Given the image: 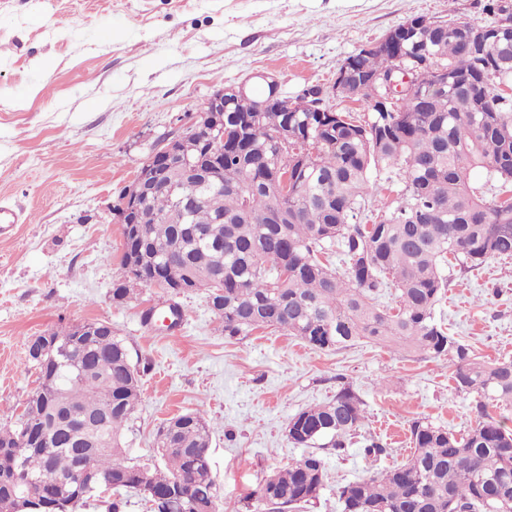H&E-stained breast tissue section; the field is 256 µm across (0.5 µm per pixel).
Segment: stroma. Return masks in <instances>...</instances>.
<instances>
[{"mask_svg":"<svg viewBox=\"0 0 512 512\" xmlns=\"http://www.w3.org/2000/svg\"><path fill=\"white\" fill-rule=\"evenodd\" d=\"M477 0H0V199L28 214L0 239V416L21 412L38 386L28 337L86 320L110 322L145 369L127 433L129 454L156 453L167 419L214 422L209 465L217 512H248L244 498L299 460L295 414L353 385L365 424L344 454L322 450L328 478L303 512H342L340 484L411 453L417 418L454 431L475 422L448 358L408 357L370 343L321 350L281 331L229 338L205 291L170 293L122 281V226L113 208L139 162L181 133L218 89L263 72L283 95L316 86L331 97L343 61L402 21H485ZM435 318L481 358L512 359V258L467 273L445 268ZM179 304L174 330L145 324L147 309ZM389 454L374 461L369 438Z\"/></svg>","mask_w":512,"mask_h":512,"instance_id":"stroma-1","label":"stroma"}]
</instances>
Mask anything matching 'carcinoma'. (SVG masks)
Returning a JSON list of instances; mask_svg holds the SVG:
<instances>
[{"label":"carcinoma","mask_w":512,"mask_h":512,"mask_svg":"<svg viewBox=\"0 0 512 512\" xmlns=\"http://www.w3.org/2000/svg\"><path fill=\"white\" fill-rule=\"evenodd\" d=\"M509 0H483L493 17L484 54L463 47L472 23L428 20L413 31L404 55L426 62L428 78L394 112L377 111L380 90L364 83L354 100L372 118L348 112H289V103L256 111L264 94L240 98L224 113V190L206 191L175 174L182 192L203 195L194 223H182L172 198L153 195L139 214L144 248L122 225L123 272L138 280H178L220 300L215 310L224 335L277 329L319 349L342 350L360 340L407 354L448 357L459 391L475 395V424L463 434L415 419L412 452L387 470L341 487L343 512H512V428L488 412L512 405V359L486 362L434 318L448 279L444 265L475 269L512 257V43L496 40ZM288 171V194L269 183ZM485 171L497 185L487 195L473 185ZM392 199L380 210L372 198ZM216 215L224 223L215 224ZM345 257L340 270L330 261ZM394 287L393 306L380 288ZM71 340L65 353L35 365L38 387L17 416L0 426V449L26 440L22 481L0 458V496L15 495L20 512H59L53 475L73 469L82 449L53 425V405L64 393L98 416L91 437L107 452L97 460L96 483L71 492L80 509L112 482L111 512L135 493L153 512H197L215 502L218 488L208 450L213 425L186 413L174 435L157 432L159 460L128 456L126 431L141 400L139 364L124 340L110 333L76 336L73 326L48 329ZM363 401L351 385L334 399L296 414L288 438L321 444L340 454L364 425ZM324 459L310 452L275 472L249 493L262 512H298L321 495Z\"/></svg>","instance_id":"1"}]
</instances>
